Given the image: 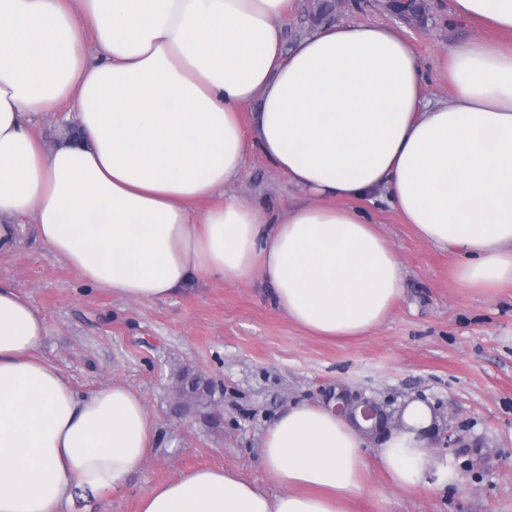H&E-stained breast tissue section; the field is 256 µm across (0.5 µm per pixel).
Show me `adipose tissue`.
<instances>
[{
	"instance_id": "obj_1",
	"label": "adipose tissue",
	"mask_w": 512,
	"mask_h": 512,
	"mask_svg": "<svg viewBox=\"0 0 512 512\" xmlns=\"http://www.w3.org/2000/svg\"><path fill=\"white\" fill-rule=\"evenodd\" d=\"M292 6L0 0V249L33 222L84 282L135 303L258 278L307 333L355 338L403 296L395 251L352 205L380 195L421 239L460 253L461 284H512V47L449 49L452 97L432 103L389 26L324 25L284 50ZM453 11L512 35V0H453ZM63 107L75 133L46 148L31 127ZM252 147L308 203L273 213L223 195ZM47 332L0 285V512H66L75 490L119 491L157 436L129 385L75 390L38 353ZM434 419L409 401L378 443L394 485L421 483ZM365 444L345 418L300 401L259 448L276 494L203 467L150 488L139 512H349Z\"/></svg>"
}]
</instances>
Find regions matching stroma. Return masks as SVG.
I'll return each mask as SVG.
<instances>
[{
  "label": "stroma",
  "instance_id": "obj_1",
  "mask_svg": "<svg viewBox=\"0 0 512 512\" xmlns=\"http://www.w3.org/2000/svg\"><path fill=\"white\" fill-rule=\"evenodd\" d=\"M420 2L419 14L402 16L386 0H295L280 20L284 46L331 22L388 25L416 55L427 100L444 101L439 59L449 47L499 34L455 17L451 0ZM224 191L275 212L304 199L255 149ZM358 206L401 261L405 294L374 332L347 340L309 335L258 281L202 282L164 301L127 303L85 284L35 224L17 225L14 247L0 251V284L44 316L42 356L79 391L131 386L157 425L154 447L125 486L77 492L71 512H137L151 487L199 466L267 487L258 451L268 425L289 403L322 401L339 383L380 399L417 396L437 416L468 426L462 447L431 446L435 465L412 489L394 486L368 455L366 491L350 512H512V286L463 287L454 276L457 254L420 239L386 202ZM186 369L213 379L216 401L188 416L173 391Z\"/></svg>",
  "mask_w": 512,
  "mask_h": 512
}]
</instances>
